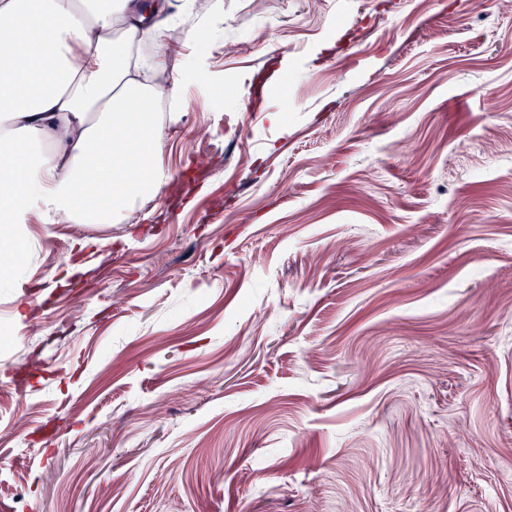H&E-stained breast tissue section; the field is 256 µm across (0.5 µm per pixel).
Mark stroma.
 Returning <instances> with one entry per match:
<instances>
[{"instance_id": "35a3bbf8", "label": "stroma", "mask_w": 512, "mask_h": 512, "mask_svg": "<svg viewBox=\"0 0 512 512\" xmlns=\"http://www.w3.org/2000/svg\"><path fill=\"white\" fill-rule=\"evenodd\" d=\"M216 2L167 185L0 288V512H512V0Z\"/></svg>"}]
</instances>
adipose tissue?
I'll return each mask as SVG.
<instances>
[{
    "label": "adipose tissue",
    "instance_id": "ef3b65f1",
    "mask_svg": "<svg viewBox=\"0 0 512 512\" xmlns=\"http://www.w3.org/2000/svg\"><path fill=\"white\" fill-rule=\"evenodd\" d=\"M186 16L198 41L223 22L213 0H0V238L120 224L161 192L163 133L204 78L163 38Z\"/></svg>",
    "mask_w": 512,
    "mask_h": 512
}]
</instances>
